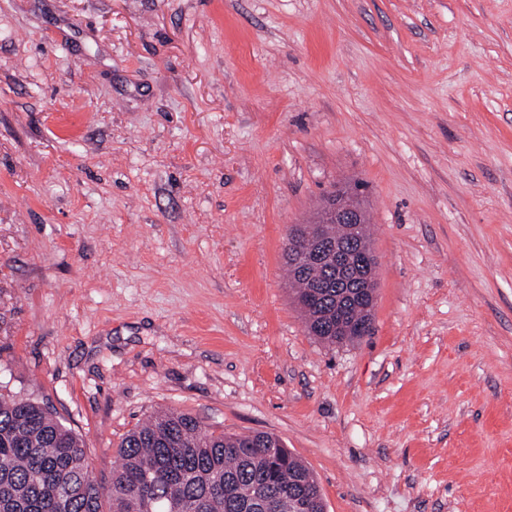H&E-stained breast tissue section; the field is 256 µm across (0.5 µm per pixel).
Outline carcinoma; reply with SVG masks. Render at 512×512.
<instances>
[{
    "mask_svg": "<svg viewBox=\"0 0 512 512\" xmlns=\"http://www.w3.org/2000/svg\"><path fill=\"white\" fill-rule=\"evenodd\" d=\"M353 186L325 198L316 223L331 242L351 225L326 223ZM318 249L314 229L297 224L284 250L289 278L309 333L328 346L370 332V298L356 290L336 301V270L303 265L299 252ZM112 484L92 476L78 435L46 406L0 395V512H324L310 469L272 433L215 434L188 413L167 409L127 431L117 445Z\"/></svg>",
    "mask_w": 512,
    "mask_h": 512,
    "instance_id": "1",
    "label": "carcinoma"
}]
</instances>
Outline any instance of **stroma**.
Wrapping results in <instances>:
<instances>
[{"instance_id": "stroma-1", "label": "stroma", "mask_w": 512, "mask_h": 512, "mask_svg": "<svg viewBox=\"0 0 512 512\" xmlns=\"http://www.w3.org/2000/svg\"><path fill=\"white\" fill-rule=\"evenodd\" d=\"M344 182L376 297L328 347L283 250ZM0 394L105 487L171 408L326 512H512V0H0Z\"/></svg>"}]
</instances>
